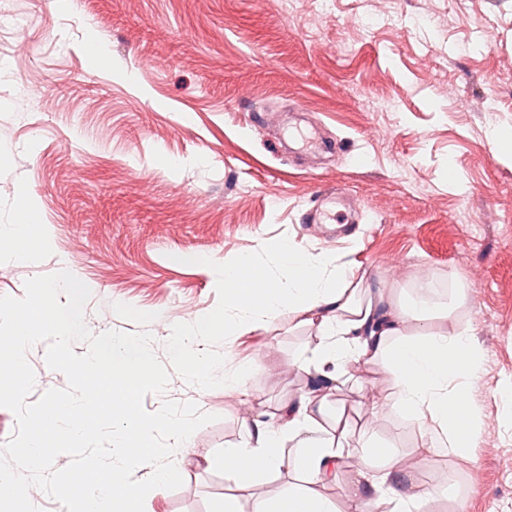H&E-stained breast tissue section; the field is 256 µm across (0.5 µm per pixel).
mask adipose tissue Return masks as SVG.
<instances>
[{"label": "adipose tissue", "instance_id": "adipose-tissue-1", "mask_svg": "<svg viewBox=\"0 0 512 512\" xmlns=\"http://www.w3.org/2000/svg\"><path fill=\"white\" fill-rule=\"evenodd\" d=\"M279 252L282 274L274 280L248 274L245 257L225 265L224 310L241 312L246 332L283 313L313 331L312 388L281 408L278 423L242 419L247 447L224 451V512H241L239 494L252 478L284 469L302 475L304 485L289 484L282 500H256L254 512H416L447 494V484L427 485L418 470L438 449L464 451L481 434L474 387L483 350L474 326L418 325L415 312L395 307L385 272L320 263L286 244ZM373 364L386 367L394 387L391 399L371 397L373 414L394 407L421 434L410 456L388 454L378 469L371 450L348 447L346 420L327 409L340 379L355 381V367ZM348 458L358 461L357 478L340 509L318 488L334 480Z\"/></svg>", "mask_w": 512, "mask_h": 512}]
</instances>
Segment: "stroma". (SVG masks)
<instances>
[{"label":"stroma","mask_w":512,"mask_h":512,"mask_svg":"<svg viewBox=\"0 0 512 512\" xmlns=\"http://www.w3.org/2000/svg\"><path fill=\"white\" fill-rule=\"evenodd\" d=\"M495 125L512 129V0H0V225L27 201L45 228L33 260L0 263V296L70 260L91 332L138 331L117 303L158 314L170 380L146 410L193 402L215 420L177 447L183 484L145 512H216L224 450L246 442L241 399L277 415L310 389L315 347L283 313L178 357L187 319L224 315V264L278 274L289 242L389 271L408 298L413 272L451 282L465 298L452 320L484 351L483 431L470 459L438 450L422 478L452 471L464 512H512V148ZM340 190L355 216L337 239L305 215ZM331 403L367 421L353 447L419 440L349 386Z\"/></svg>","instance_id":"stroma-1"}]
</instances>
